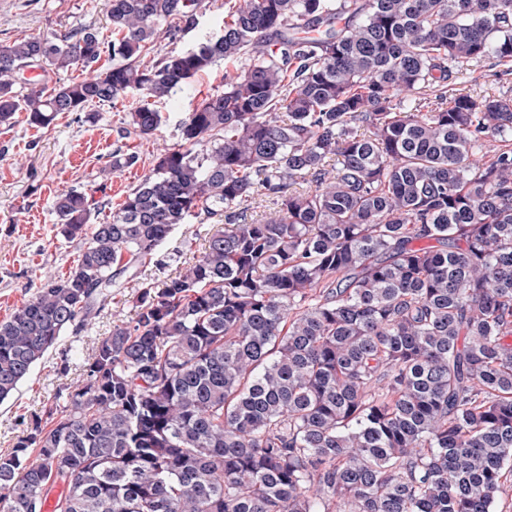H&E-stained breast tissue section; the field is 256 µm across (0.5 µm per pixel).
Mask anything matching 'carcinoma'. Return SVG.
I'll list each match as a JSON object with an SVG mask.
<instances>
[{"label": "carcinoma", "instance_id": "cac0c4a2", "mask_svg": "<svg viewBox=\"0 0 512 512\" xmlns=\"http://www.w3.org/2000/svg\"><path fill=\"white\" fill-rule=\"evenodd\" d=\"M202 5L107 0L115 40L0 44V124L132 90L143 137L157 103L239 62L110 220L57 195L85 246L0 322V402L124 275L136 315L0 455V512H493L512 472V149L483 148L512 138V96L449 83L482 58L512 73V0H224L219 37L148 58ZM258 198L277 215L240 223ZM202 214L225 224L195 263L140 280Z\"/></svg>", "mask_w": 512, "mask_h": 512}]
</instances>
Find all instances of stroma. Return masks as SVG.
Wrapping results in <instances>:
<instances>
[{
  "instance_id": "35a3bbf8",
  "label": "stroma",
  "mask_w": 512,
  "mask_h": 512,
  "mask_svg": "<svg viewBox=\"0 0 512 512\" xmlns=\"http://www.w3.org/2000/svg\"><path fill=\"white\" fill-rule=\"evenodd\" d=\"M223 19L224 0H210L206 10L198 12L193 27L172 38L156 39L155 55L188 50L219 35ZM85 26L111 39L106 0H0L2 43L50 33L62 36ZM233 69V64L222 61L191 79L176 104L160 105L162 123L148 138L130 124V114L141 101L136 91L91 106L89 113L96 116L92 122L87 121V113L65 112L43 128L19 112L11 124L0 125V321L31 300L45 277L64 276L77 263L84 242L61 234L53 209L56 195L70 188L84 191L97 205L95 223L109 220L158 157L178 142L179 124L186 113L205 95L222 91L224 74ZM494 71L492 60L468 62L454 87L473 97L512 95V74L498 78ZM129 155L137 156L135 165L113 168V160ZM223 228V217L204 215L176 226L160 248L159 261L145 267L147 280L162 285L193 263L208 238ZM137 291L134 281L114 289L87 329L67 335L13 396L0 402V454L10 452L28 433L33 417L43 414L57 392L81 384L84 361L93 348L114 325L132 319Z\"/></svg>"
}]
</instances>
